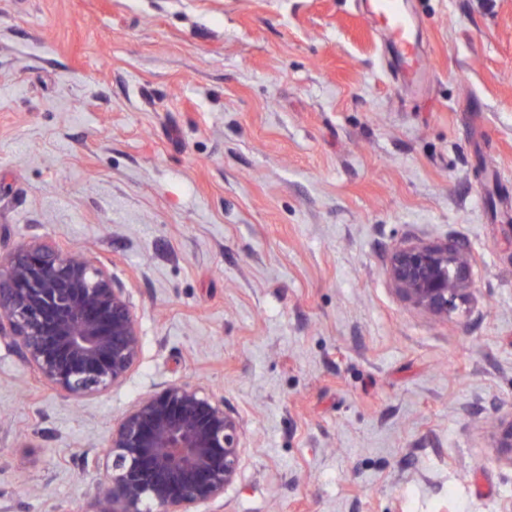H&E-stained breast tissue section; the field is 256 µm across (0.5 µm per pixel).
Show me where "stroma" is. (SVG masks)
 Listing matches in <instances>:
<instances>
[{
	"mask_svg": "<svg viewBox=\"0 0 512 512\" xmlns=\"http://www.w3.org/2000/svg\"><path fill=\"white\" fill-rule=\"evenodd\" d=\"M408 7L417 96L367 0H0V255L91 247L142 336L83 400L0 343V512H92L168 382L243 423L198 512H512V0ZM446 237L479 269L439 321L385 266ZM492 427L494 448L499 457L512 466V413L507 418H497Z\"/></svg>",
	"mask_w": 512,
	"mask_h": 512,
	"instance_id": "stroma-1",
	"label": "stroma"
}]
</instances>
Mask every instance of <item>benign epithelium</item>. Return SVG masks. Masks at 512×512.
Segmentation results:
<instances>
[{"instance_id":"benign-epithelium-1","label":"benign epithelium","mask_w":512,"mask_h":512,"mask_svg":"<svg viewBox=\"0 0 512 512\" xmlns=\"http://www.w3.org/2000/svg\"><path fill=\"white\" fill-rule=\"evenodd\" d=\"M478 260L457 239L406 240L386 276L408 306L436 319L470 313ZM10 341L53 390L82 400L122 383L142 340L125 289L89 254L42 242L0 255V340ZM512 466V414L492 422ZM244 448L224 400L166 383L130 409L110 435L111 480L96 512H196L224 497Z\"/></svg>"}]
</instances>
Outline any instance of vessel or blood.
<instances>
[{
	"label": "vessel or blood",
	"instance_id": "vessel-or-blood-1",
	"mask_svg": "<svg viewBox=\"0 0 512 512\" xmlns=\"http://www.w3.org/2000/svg\"><path fill=\"white\" fill-rule=\"evenodd\" d=\"M373 9L386 26L390 46L402 63L404 85L418 87L426 68L415 37V16L405 0H373Z\"/></svg>",
	"mask_w": 512,
	"mask_h": 512
}]
</instances>
